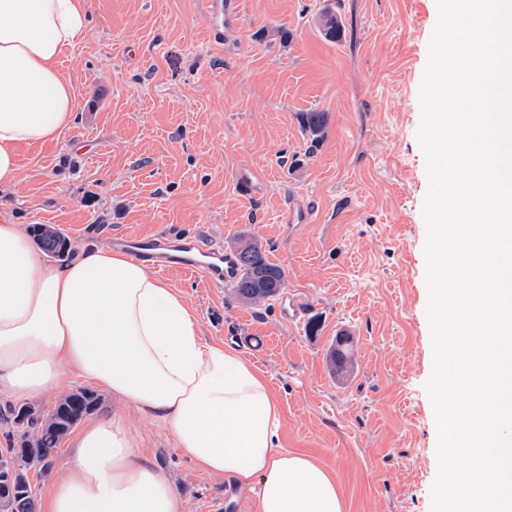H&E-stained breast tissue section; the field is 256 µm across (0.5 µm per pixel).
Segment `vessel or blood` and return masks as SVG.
Returning <instances> with one entry per match:
<instances>
[{
	"label": "vessel or blood",
	"instance_id": "1",
	"mask_svg": "<svg viewBox=\"0 0 512 512\" xmlns=\"http://www.w3.org/2000/svg\"><path fill=\"white\" fill-rule=\"evenodd\" d=\"M114 245L126 250L135 261L161 271L201 274L212 287L225 288L239 276L235 258L217 246L190 239L179 240L164 233L115 237Z\"/></svg>",
	"mask_w": 512,
	"mask_h": 512
}]
</instances>
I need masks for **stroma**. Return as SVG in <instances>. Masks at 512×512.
<instances>
[{
    "instance_id": "stroma-1",
    "label": "stroma",
    "mask_w": 512,
    "mask_h": 512,
    "mask_svg": "<svg viewBox=\"0 0 512 512\" xmlns=\"http://www.w3.org/2000/svg\"><path fill=\"white\" fill-rule=\"evenodd\" d=\"M331 0H84L85 38L58 62L76 113L55 141L20 151L21 183L0 190V224H48L72 255L113 233L258 239L285 275L244 304L198 274H166L210 344L244 351L281 412L280 445L334 474L347 512H431L436 430L424 388L426 308L417 141L419 89L436 0H332L345 36L323 38ZM288 41H280L279 31ZM327 116L308 153L303 112ZM350 356L332 365L337 338ZM140 454L164 467L180 512H256L252 493L203 472L161 420L100 392Z\"/></svg>"
}]
</instances>
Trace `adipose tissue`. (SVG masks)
Here are the masks:
<instances>
[{
	"label": "adipose tissue",
	"mask_w": 512,
	"mask_h": 512,
	"mask_svg": "<svg viewBox=\"0 0 512 512\" xmlns=\"http://www.w3.org/2000/svg\"><path fill=\"white\" fill-rule=\"evenodd\" d=\"M83 0H0V189L20 181L19 151L74 120L57 67L87 33ZM164 421L200 469L256 496V512H346L335 478L280 448L266 378L233 347L204 342L182 295L109 248L48 265L16 224H0V395L29 398L66 371ZM120 417L88 423L46 512H179L167 470L140 457Z\"/></svg>",
	"instance_id": "ef3b65f1"
}]
</instances>
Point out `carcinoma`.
<instances>
[{
	"instance_id": "1",
	"label": "carcinoma",
	"mask_w": 512,
	"mask_h": 512,
	"mask_svg": "<svg viewBox=\"0 0 512 512\" xmlns=\"http://www.w3.org/2000/svg\"><path fill=\"white\" fill-rule=\"evenodd\" d=\"M319 23L330 40L343 38L345 27L335 12L321 13ZM301 122L311 135L309 152L312 153L322 139L325 113L304 112ZM31 232L39 247L48 254L63 257L70 251L69 242L63 235L59 236L38 225L33 226ZM235 246L239 277L232 288L234 296L244 303H259L276 296L285 284L282 269L271 263L265 251L246 237L237 240ZM97 404V396L81 388L62 397L49 414L43 415L36 407H30L28 424L20 429L19 434L22 451L11 448L8 454L0 455V473L8 475L13 485L12 493L0 496V512H35L29 472L36 467L42 470L49 468L63 437Z\"/></svg>"
}]
</instances>
